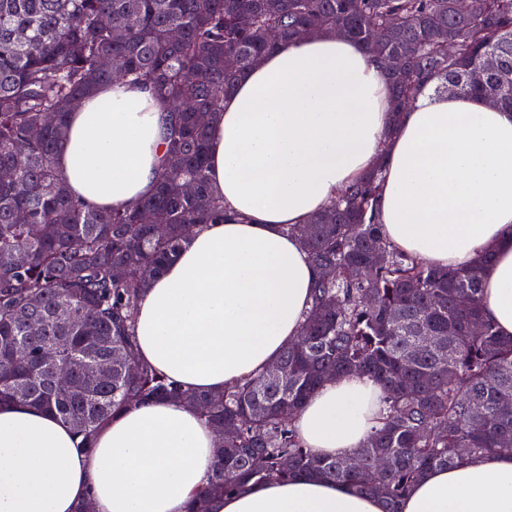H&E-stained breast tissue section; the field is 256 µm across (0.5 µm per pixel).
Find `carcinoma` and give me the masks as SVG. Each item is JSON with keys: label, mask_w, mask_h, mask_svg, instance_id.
I'll use <instances>...</instances> for the list:
<instances>
[{"label": "carcinoma", "mask_w": 512, "mask_h": 512, "mask_svg": "<svg viewBox=\"0 0 512 512\" xmlns=\"http://www.w3.org/2000/svg\"><path fill=\"white\" fill-rule=\"evenodd\" d=\"M306 30L353 39L382 64L402 58V71L385 69L395 120L424 86L437 92L476 70L485 78L458 93L512 110V0H470L465 13L455 0H0V169L9 173L0 180V403L50 412L84 436L86 453L100 424L153 399L195 408L216 432L231 427L191 512H209L252 479L301 475L347 482L399 512L429 470L512 453V337L482 312L493 254L440 268L391 244L379 216L381 165L316 223L283 227L318 271L335 275L315 281L301 334L275 361L280 374L267 368L217 395L183 390L136 358L143 290L187 228L224 219L207 177L210 123L198 113L214 117L246 72ZM116 76L170 105L156 191L120 211L75 200L55 166L71 110ZM148 213L163 230L143 223ZM20 252L27 263L18 268ZM364 265L376 267L370 281L359 277ZM94 361L107 372L90 382L84 366ZM330 373H356L384 391L352 469L303 447L292 425Z\"/></svg>", "instance_id": "obj_1"}]
</instances>
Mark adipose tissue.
<instances>
[{"label": "adipose tissue", "mask_w": 512, "mask_h": 512, "mask_svg": "<svg viewBox=\"0 0 512 512\" xmlns=\"http://www.w3.org/2000/svg\"><path fill=\"white\" fill-rule=\"evenodd\" d=\"M383 67L333 33L283 43L224 98L212 123L209 183L236 219L193 230L135 310L137 357L184 389L221 393L265 370L296 340L318 276L283 225L305 224L378 163L388 240L437 267L486 250L483 309L512 336V110L425 91L392 123ZM166 102L122 77L71 112L55 164L72 195L124 209L153 195ZM383 391L346 375L294 416L305 445L347 458L378 423ZM52 414L0 404V512H186L206 483L217 437L173 400L99 425L91 453ZM401 512H512V454L429 471ZM212 512H383L350 485L301 476L252 482Z\"/></svg>", "instance_id": "obj_1"}]
</instances>
